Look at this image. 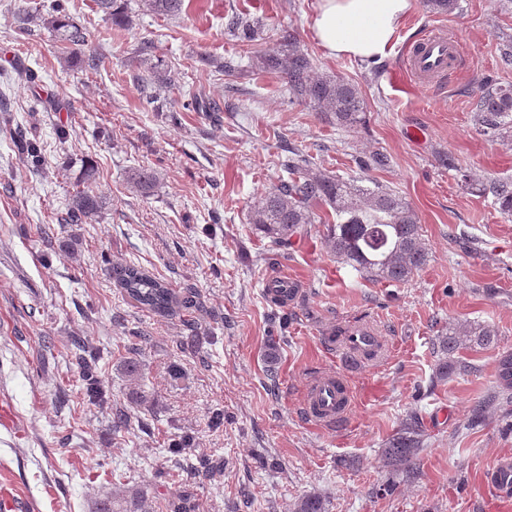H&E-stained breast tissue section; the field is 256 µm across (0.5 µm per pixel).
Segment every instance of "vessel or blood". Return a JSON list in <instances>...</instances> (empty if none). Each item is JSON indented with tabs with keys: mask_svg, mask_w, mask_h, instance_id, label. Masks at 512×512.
Returning a JSON list of instances; mask_svg holds the SVG:
<instances>
[{
	"mask_svg": "<svg viewBox=\"0 0 512 512\" xmlns=\"http://www.w3.org/2000/svg\"><path fill=\"white\" fill-rule=\"evenodd\" d=\"M459 48L438 33H427L409 51L405 67L418 79L426 81L446 76L452 67ZM269 295L285 304L294 299L298 290L287 275L275 276L270 282ZM322 347L327 353L343 349L350 361L373 358L382 348V339L377 330L367 323L356 320L342 326L339 332L328 333L322 338ZM352 408V393L345 373L329 371L307 384L302 410L308 422L314 425L329 424L347 418ZM484 483L494 495L502 500L512 499V458L501 457L483 475Z\"/></svg>",
	"mask_w": 512,
	"mask_h": 512,
	"instance_id": "obj_1",
	"label": "vessel or blood"
}]
</instances>
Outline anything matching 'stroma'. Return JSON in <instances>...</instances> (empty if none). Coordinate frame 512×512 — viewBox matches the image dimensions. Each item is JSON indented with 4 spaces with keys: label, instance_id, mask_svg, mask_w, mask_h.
I'll use <instances>...</instances> for the list:
<instances>
[{
    "label": "stroma",
    "instance_id": "stroma-1",
    "mask_svg": "<svg viewBox=\"0 0 512 512\" xmlns=\"http://www.w3.org/2000/svg\"><path fill=\"white\" fill-rule=\"evenodd\" d=\"M90 33L105 64L85 72L45 23L52 0H0V402L15 430L0 428V484L27 512H95L98 503L141 489L152 512L187 496L194 512H291L321 494L328 512H512L486 494L481 477L512 454V415L472 409L498 385L501 355L512 353V219L466 183L512 178V144L478 132L473 93L486 75L512 84V0H460L455 15L416 4L391 54L376 61L332 58L312 36L318 0H185L180 18L134 8L127 27L104 21L94 0H62ZM262 23L273 51L290 30L314 71L359 87L366 124L345 130L312 104L290 103L280 73L261 71L224 34L227 14ZM437 30L461 45L457 70L433 85L402 70L413 41ZM154 44L146 60L141 41ZM165 64L168 82L150 84ZM233 62L237 90L220 69ZM217 109L197 112L188 89ZM23 130L44 156L32 172L10 137ZM313 170L389 187L406 198L430 250L405 284L371 282L328 252L323 224L287 255L270 250L248 222L250 203L284 177L292 154ZM380 153L385 166L361 170ZM455 159L441 165L438 156ZM96 171L106 207L97 222L59 218L83 164ZM156 172L146 194L129 180ZM53 228L44 238L42 228ZM80 247L70 254V236ZM134 265L198 308L161 316L131 300L110 275ZM287 273L298 288L288 305L271 301L269 279ZM377 324L389 351L348 375L352 415L315 427L297 395L334 368L321 336L353 318ZM493 326L494 342L459 352L467 373L436 378L437 342L448 324ZM146 340L136 343V333ZM99 348L106 405L85 398L72 340ZM136 359L138 379L121 366ZM146 401H139V394ZM131 416L111 427L112 407ZM224 423L212 426L213 411ZM425 445L411 474L392 473L382 452L406 418ZM206 473L177 465L184 436Z\"/></svg>",
    "mask_w": 512,
    "mask_h": 512
}]
</instances>
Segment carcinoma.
<instances>
[{"label":"carcinoma","instance_id":"cac0c4a2","mask_svg":"<svg viewBox=\"0 0 512 512\" xmlns=\"http://www.w3.org/2000/svg\"><path fill=\"white\" fill-rule=\"evenodd\" d=\"M129 0H95L97 10L105 21L121 25L128 21ZM143 10L167 19H176L183 12L184 0H140ZM426 9L438 15H453L460 9L459 0H424ZM58 15L50 20L55 38L63 48L81 54L88 47V31L66 12L62 4L55 6ZM224 34L252 49L253 65L262 71H277L288 84L289 99L303 103L310 101L325 117L341 129H353L366 123V104L359 89L336 76L313 75V60L291 33L280 36V48L270 54L258 48L262 40L256 23L235 14L231 16ZM473 122L483 132L495 134L501 141L512 143V85H502L492 78L485 79L478 88L472 104ZM17 151L26 155L33 168L42 167L39 147L32 141L15 138ZM288 178L281 179L256 199L249 210V223L269 246L286 254L294 245V237L307 231V225L316 223L315 207L325 205L334 214V223L325 225L328 251L343 264L361 276L375 282L405 284L412 280L428 262L429 248L422 239L419 219L404 197L390 188L375 184L365 186L354 179L314 172L293 157L284 164ZM96 170L88 165L83 172V188L70 198L66 224H85L100 217L105 199L94 190ZM157 181L151 169H141L131 176V184L140 192L151 190ZM467 188L491 199L495 209L512 218V179H477L467 182ZM115 278L128 296L142 307L159 315H167L182 307H197L194 296L177 298L166 283L135 266L112 268ZM497 333L487 325L471 321L448 325L439 335L442 358L437 373L464 370L467 364L453 362L450 355L460 346L476 344L488 346ZM77 369L88 382L89 401H104L103 392L93 381V372L100 359L99 351L77 341L73 345ZM499 396L502 403H512V356L498 361ZM423 448L420 431L405 426L390 439L383 450L384 463L393 471H407ZM98 512H149V503L136 489L118 502L106 500ZM293 512H327L325 500L316 493L300 497Z\"/></svg>","mask_w":512,"mask_h":512}]
</instances>
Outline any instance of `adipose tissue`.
Instances as JSON below:
<instances>
[{
  "mask_svg": "<svg viewBox=\"0 0 512 512\" xmlns=\"http://www.w3.org/2000/svg\"><path fill=\"white\" fill-rule=\"evenodd\" d=\"M414 5L415 0H319L310 28L329 56L374 61L390 55Z\"/></svg>",
  "mask_w": 512,
  "mask_h": 512,
  "instance_id": "ef3b65f1",
  "label": "adipose tissue"
}]
</instances>
